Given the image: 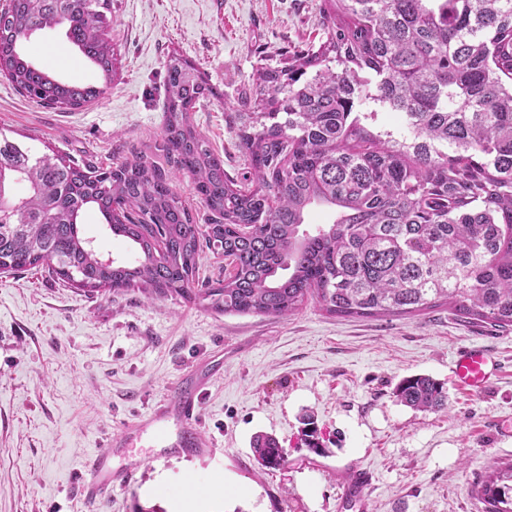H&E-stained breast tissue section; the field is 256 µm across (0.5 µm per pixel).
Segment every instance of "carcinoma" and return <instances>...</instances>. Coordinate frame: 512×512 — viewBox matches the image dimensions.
Here are the masks:
<instances>
[{"label":"carcinoma","instance_id":"obj_1","mask_svg":"<svg viewBox=\"0 0 512 512\" xmlns=\"http://www.w3.org/2000/svg\"><path fill=\"white\" fill-rule=\"evenodd\" d=\"M110 13L112 0H7L0 73L45 106L101 99L116 76ZM322 13L318 47L253 69L231 117L248 162L239 179L192 119L223 94L175 51L163 165L137 154L93 171L0 132V271L42 265L90 293L202 299L226 314L287 317L311 300L339 317L446 305L512 330V0H323ZM57 28L102 84L66 83L25 56L24 41ZM380 111L400 127L378 123ZM179 175L202 224L172 189ZM89 207L135 244L133 259L106 258L80 234ZM316 208L327 222H308ZM205 248L231 260L229 276L196 279ZM395 396L420 411L447 402L424 374ZM252 451L264 467L284 462L268 435ZM479 494L485 512H512V462ZM173 189L183 201L192 207V212L201 217L204 210L192 181L187 176L177 177L173 182Z\"/></svg>","mask_w":512,"mask_h":512}]
</instances>
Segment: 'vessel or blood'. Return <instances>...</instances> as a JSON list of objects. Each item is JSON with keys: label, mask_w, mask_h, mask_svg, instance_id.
<instances>
[{"label": "vessel or blood", "mask_w": 512, "mask_h": 512, "mask_svg": "<svg viewBox=\"0 0 512 512\" xmlns=\"http://www.w3.org/2000/svg\"><path fill=\"white\" fill-rule=\"evenodd\" d=\"M494 370L495 362L488 349L476 343L459 347L451 366L457 386L475 396L485 392ZM206 387L207 380L199 371L182 375L173 398L157 403L150 412L124 426L108 441L106 448L85 459L80 491L87 512H98L115 489L129 486L141 466L142 461L136 460L124 468H113V449L133 448L140 442H147L150 451L144 461L149 462L172 456L202 459L211 454L214 443L206 438L198 425ZM372 483L370 471H356L345 483L346 506L362 504Z\"/></svg>", "instance_id": "b4317fda"}]
</instances>
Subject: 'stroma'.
I'll return each mask as SVG.
<instances>
[{
  "instance_id": "35a3bbf8",
  "label": "stroma",
  "mask_w": 512,
  "mask_h": 512,
  "mask_svg": "<svg viewBox=\"0 0 512 512\" xmlns=\"http://www.w3.org/2000/svg\"><path fill=\"white\" fill-rule=\"evenodd\" d=\"M323 36L322 0H112L117 75L103 98L41 106L0 75V128L36 154L104 168L154 153L175 51L222 94L197 104L193 121L236 178L245 161L229 115L258 54L274 60ZM24 52L65 80H98L63 29L38 32ZM471 342L498 362L481 396L449 380L455 351ZM203 363L213 375L201 429L214 455L142 466L102 512H345L341 478L355 468L374 475L361 512H484L479 483L512 460V331L444 306L375 318L334 317L313 302L287 318L226 314L202 300L91 295L40 267L0 273V512H84L82 461ZM414 374L444 382L447 409L396 401ZM307 415L324 453L301 441ZM260 432L283 449L279 469L255 460Z\"/></svg>"
}]
</instances>
